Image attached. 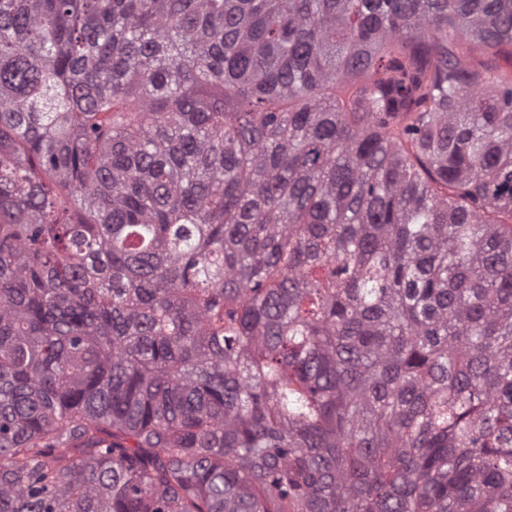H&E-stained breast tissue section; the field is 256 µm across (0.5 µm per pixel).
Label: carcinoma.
<instances>
[{
    "mask_svg": "<svg viewBox=\"0 0 512 512\" xmlns=\"http://www.w3.org/2000/svg\"><path fill=\"white\" fill-rule=\"evenodd\" d=\"M504 53L512 0H0V512H512Z\"/></svg>",
    "mask_w": 512,
    "mask_h": 512,
    "instance_id": "cac0c4a2",
    "label": "carcinoma"
}]
</instances>
